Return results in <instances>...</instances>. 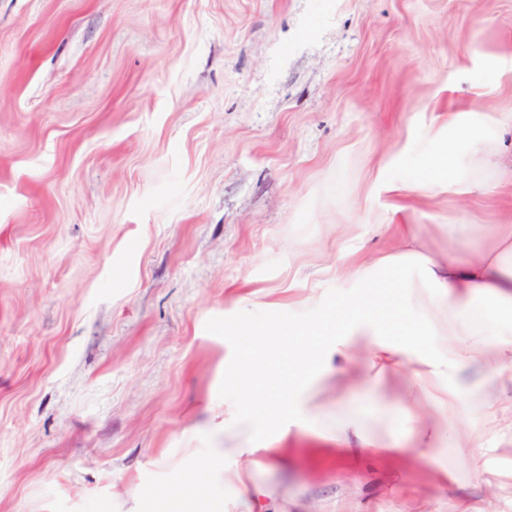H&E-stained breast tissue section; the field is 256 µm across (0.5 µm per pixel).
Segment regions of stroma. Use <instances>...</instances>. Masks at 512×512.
<instances>
[{"mask_svg":"<svg viewBox=\"0 0 512 512\" xmlns=\"http://www.w3.org/2000/svg\"><path fill=\"white\" fill-rule=\"evenodd\" d=\"M512 114V0H0V512H162L244 404L239 337L364 292L422 224L478 236L512 188L430 177L448 115ZM319 402L401 401L345 362ZM286 512H512V443L353 458L293 429ZM499 471L494 491L480 481Z\"/></svg>","mask_w":512,"mask_h":512,"instance_id":"obj_1","label":"stroma"}]
</instances>
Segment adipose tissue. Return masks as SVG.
Listing matches in <instances>:
<instances>
[{
	"label": "adipose tissue",
	"instance_id": "obj_1",
	"mask_svg": "<svg viewBox=\"0 0 512 512\" xmlns=\"http://www.w3.org/2000/svg\"><path fill=\"white\" fill-rule=\"evenodd\" d=\"M462 142L481 167L497 169L496 152L469 125L452 117L448 142L431 160V172L450 169ZM394 230L395 248L372 263L349 266L350 277L365 282L373 271L386 273L378 289L340 297L312 324L288 326L269 319L242 334L240 360L227 383L252 401L253 408L224 421V445L209 449L208 455L215 467L225 468L238 481L244 512H270L273 493L257 480L255 470L280 465L278 446L291 428L322 415L313 397L332 378L337 356L362 354L365 372L379 379L406 369L410 383L428 388L429 424L419 423L407 406H376L387 431L419 450L489 451L512 439V393L472 401L478 379L512 368V224L492 225L479 241L464 236L462 225H449L443 260L433 257L422 225L398 224ZM410 266L419 270L430 296L416 299L407 309L394 293L392 275ZM285 334L294 343L283 375L266 369L254 340L263 337L271 351ZM366 412L363 403L338 401L332 441L355 454L380 447L381 438L365 422ZM450 414L461 420L480 418L482 428L460 439L441 424Z\"/></svg>",
	"mask_w": 512,
	"mask_h": 512
}]
</instances>
